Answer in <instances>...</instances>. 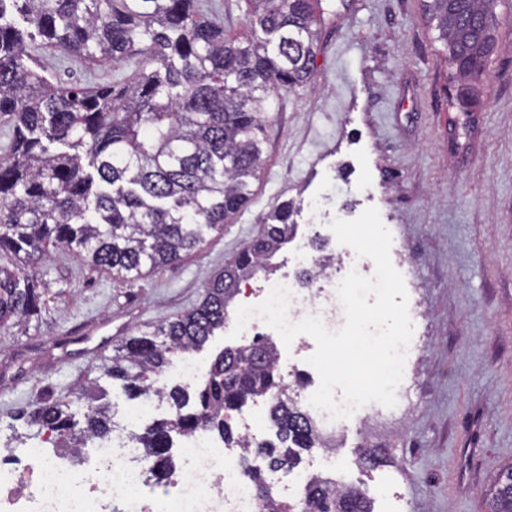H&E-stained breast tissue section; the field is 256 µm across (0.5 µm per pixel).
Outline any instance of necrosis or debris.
I'll list each match as a JSON object with an SVG mask.
<instances>
[{"instance_id": "necrosis-or-debris-1", "label": "necrosis or debris", "mask_w": 512, "mask_h": 512, "mask_svg": "<svg viewBox=\"0 0 512 512\" xmlns=\"http://www.w3.org/2000/svg\"><path fill=\"white\" fill-rule=\"evenodd\" d=\"M305 262L311 272L305 288H298L285 273L276 281L292 293L289 317L297 321L316 315L328 330H335L344 316L337 296L339 283L353 270L372 276L374 264L349 249L328 258L309 255ZM311 420L321 442V455L312 464L336 471L338 443L347 433L345 422L320 411L313 412ZM239 429L243 439L239 448L226 447L204 430L184 435L178 467L152 499L121 494L122 489L143 482L148 465L144 449L127 437L95 442L79 466L70 455L53 448L19 449L0 459V512H112L117 499L122 512H167L173 501L178 502L179 512H260L249 488L235 486L234 481L244 452L256 450L260 443L261 421L245 418Z\"/></svg>"}]
</instances>
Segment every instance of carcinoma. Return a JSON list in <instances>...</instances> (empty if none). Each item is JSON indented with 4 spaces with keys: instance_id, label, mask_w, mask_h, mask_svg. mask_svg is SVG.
<instances>
[{
    "instance_id": "1",
    "label": "carcinoma",
    "mask_w": 512,
    "mask_h": 512,
    "mask_svg": "<svg viewBox=\"0 0 512 512\" xmlns=\"http://www.w3.org/2000/svg\"><path fill=\"white\" fill-rule=\"evenodd\" d=\"M248 32L235 33L218 0H0V118L11 130L0 156V329L42 310L35 265L49 247L80 249L90 269L126 283L180 261L207 231H221L252 199L266 166L265 125L275 94L309 85L316 70L323 0H242ZM26 15L20 29L12 11ZM448 61L489 60L496 49L495 0H430ZM43 45L65 56L131 58L139 77L88 92L54 85L38 67ZM58 143L67 151L51 154ZM292 205L207 283L191 309L146 325L102 357L101 377L128 398L162 395L168 418L137 436L161 482L173 468L171 433L203 427L236 442L229 413L279 387L276 349L227 347L194 393L160 389L172 357L202 351L224 328L241 282L288 243ZM108 389L48 396L21 415L78 446L114 432ZM85 410L74 409L75 402ZM276 442L260 445L262 465L243 474L268 497L261 466L291 471L315 447L310 420L292 403L270 408ZM320 512H374L373 499L304 486ZM488 512H512V466L490 490Z\"/></svg>"
}]
</instances>
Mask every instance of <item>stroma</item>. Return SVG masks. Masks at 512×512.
Returning <instances> with one entry per match:
<instances>
[{
  "mask_svg": "<svg viewBox=\"0 0 512 512\" xmlns=\"http://www.w3.org/2000/svg\"><path fill=\"white\" fill-rule=\"evenodd\" d=\"M429 0H327L311 86L278 96L256 195L223 232L174 267L128 286L89 271L78 251L39 263L44 306L0 330V448L44 434L18 421L43 393H75L98 376L77 342L91 327L120 342L197 305L208 279L292 201L294 235L274 273L307 271L336 241L322 227L377 208L412 266L406 290L423 312L409 374L413 407L398 435L365 438L350 424L341 454L375 512H488L486 493L512 465V0H498V45L476 85L443 54ZM49 79L92 91L135 78L133 64L62 57L42 47ZM382 463L362 464L363 447ZM399 500H391V486Z\"/></svg>",
  "mask_w": 512,
  "mask_h": 512,
  "instance_id": "1",
  "label": "stroma"
}]
</instances>
